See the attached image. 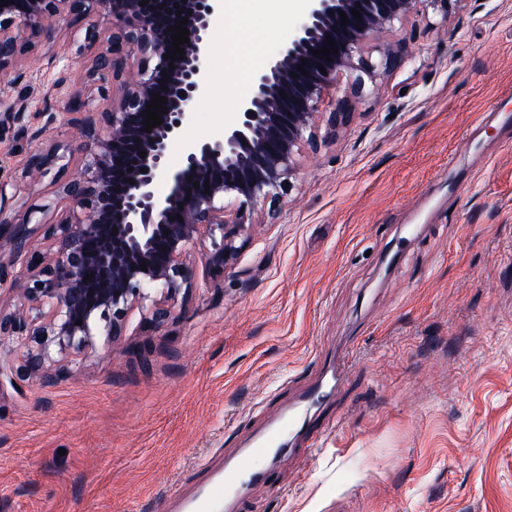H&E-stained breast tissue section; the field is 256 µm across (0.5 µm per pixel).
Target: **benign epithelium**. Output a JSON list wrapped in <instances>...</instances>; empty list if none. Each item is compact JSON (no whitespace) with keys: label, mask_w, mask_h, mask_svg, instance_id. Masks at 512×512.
Masks as SVG:
<instances>
[{"label":"benign epithelium","mask_w":512,"mask_h":512,"mask_svg":"<svg viewBox=\"0 0 512 512\" xmlns=\"http://www.w3.org/2000/svg\"><path fill=\"white\" fill-rule=\"evenodd\" d=\"M219 2L0 0V77L12 84L34 35L49 41L57 30L85 21L88 45L100 43L86 60L87 90L70 96L63 112L80 134L76 150L87 152L84 166L67 174L69 163L58 146L34 150L24 166L32 182L55 172L69 202L65 217L45 224L31 212L17 215L10 202L18 185L0 177V287L8 286L16 300L13 310L0 309V346L26 348L18 378L54 383L98 343L119 344L135 308L149 312L152 333L172 323L169 301L195 276L189 246L210 241L203 262L216 275L234 264L236 239L252 223L258 203L281 202L302 144L314 149L318 129L329 138L350 123V100L338 99L324 112L325 95L344 74L354 92H363L364 76L377 69L363 58V47L384 42L393 22L412 14L419 0H309L299 29L255 73L223 138L186 149L181 166L172 170L168 154L206 91L205 61ZM356 8L359 19L351 13ZM341 11L348 18L344 27ZM182 16L188 17L189 43L171 69L163 59L170 49L168 28ZM329 36L337 48L330 62L314 55ZM300 65L305 72L297 70ZM157 92L167 98V113L146 132V104ZM27 100L26 93L13 101L1 98L0 126L38 139L47 125L40 124L43 113L26 111ZM161 181L168 185L165 194L157 192Z\"/></svg>","instance_id":"1"}]
</instances>
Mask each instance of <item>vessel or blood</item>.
Instances as JSON below:
<instances>
[{
  "label": "vessel or blood",
  "mask_w": 512,
  "mask_h": 512,
  "mask_svg": "<svg viewBox=\"0 0 512 512\" xmlns=\"http://www.w3.org/2000/svg\"><path fill=\"white\" fill-rule=\"evenodd\" d=\"M352 356L351 345H343L335 363L324 364L309 386L300 393L287 416L273 421L256 438L252 447L230 461L223 474L210 480L200 494L186 505V512H223L226 502L243 500L249 485L267 479L268 471L253 467L256 459H268L281 451L285 438L297 435L318 446L328 436L330 424L313 420L309 410L318 406L343 385L346 364Z\"/></svg>",
  "instance_id": "1"
}]
</instances>
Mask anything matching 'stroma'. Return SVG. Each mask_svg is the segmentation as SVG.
<instances>
[{
	"label": "stroma",
	"mask_w": 512,
	"mask_h": 512,
	"mask_svg": "<svg viewBox=\"0 0 512 512\" xmlns=\"http://www.w3.org/2000/svg\"><path fill=\"white\" fill-rule=\"evenodd\" d=\"M208 90L168 164L219 139L250 80L233 49L270 59L304 15L278 0H223ZM85 24L39 43L23 69L45 145L74 143L60 117ZM363 54L380 66L353 116L302 149L277 212L257 207L238 260L201 264L147 334L133 309L49 386L0 383V512H183L207 474L284 414L288 381L358 342L344 389L322 403L323 447L281 455L239 512H512V0H421ZM14 211L57 222L53 177Z\"/></svg>",
	"instance_id": "1"
}]
</instances>
